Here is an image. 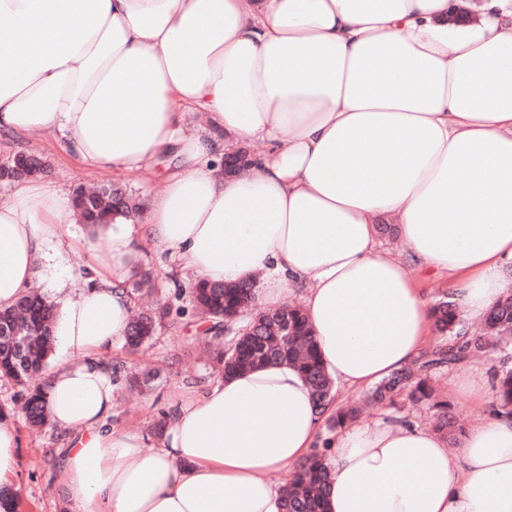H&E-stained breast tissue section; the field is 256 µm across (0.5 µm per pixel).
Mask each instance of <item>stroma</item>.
I'll use <instances>...</instances> for the list:
<instances>
[{
    "mask_svg": "<svg viewBox=\"0 0 512 512\" xmlns=\"http://www.w3.org/2000/svg\"><path fill=\"white\" fill-rule=\"evenodd\" d=\"M20 151L46 158L50 170L45 180L62 191L71 193L81 185L115 182L126 186L148 204L162 194L166 178L177 164L173 156L163 155L148 170L112 172L85 165L56 138L40 133L7 135L0 132V164ZM62 232L65 240L73 245L65 256L66 265L73 271L99 262L102 239L91 237L78 223L63 225ZM132 248L135 262L158 276L162 286L160 301L171 310L170 323L159 329L139 353L132 354L125 346L115 345L103 350L101 356L112 363L124 362L130 373H149L142 391L118 393L108 420L114 427L147 435L156 420L171 414L189 393L205 390L217 376L203 353L210 335L203 332L192 314L177 312L178 307L186 308L189 304L188 298L176 295L177 289L186 288L189 270L177 265L167 250L142 233H134ZM19 407V386L0 378V410L13 417L18 437V467L11 479V487L18 494L17 512H61L54 479L66 434L56 428L42 432L29 429Z\"/></svg>",
    "mask_w": 512,
    "mask_h": 512,
    "instance_id": "35a3bbf8",
    "label": "stroma"
}]
</instances>
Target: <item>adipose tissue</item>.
<instances>
[{"instance_id": "adipose-tissue-1", "label": "adipose tissue", "mask_w": 512, "mask_h": 512, "mask_svg": "<svg viewBox=\"0 0 512 512\" xmlns=\"http://www.w3.org/2000/svg\"><path fill=\"white\" fill-rule=\"evenodd\" d=\"M457 0H0V130L58 133L83 163L131 171L167 153L180 170L147 231L210 282L258 279L273 309L303 307L334 381L362 390L427 345L414 272L453 281L484 318L512 294V0L452 26ZM207 116L192 131L187 115ZM271 142L216 177L225 141ZM69 196L26 183L0 207V308L45 254L76 292L58 323L75 359L50 367L51 422L69 434L63 512H282L275 476L324 421L288 363L220 378L184 400L157 445L108 426L116 388L98 353L124 343L134 227L103 244L92 275L64 265ZM394 217L410 254L380 248ZM464 394L488 407L456 448L380 413L337 429L328 512H512V415L493 412L484 370Z\"/></svg>"}]
</instances>
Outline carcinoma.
<instances>
[{"label":"carcinoma","instance_id":"cac0c4a2","mask_svg":"<svg viewBox=\"0 0 512 512\" xmlns=\"http://www.w3.org/2000/svg\"><path fill=\"white\" fill-rule=\"evenodd\" d=\"M49 169L41 156L18 153L0 165V180L24 182L27 170ZM77 218L93 231L104 229L119 220L135 223L143 213L138 197L114 184L103 185L76 204ZM131 291L152 289V277L139 269L131 275ZM255 284L212 283L197 281L190 290L195 317L208 323V330L224 334V347L215 354L224 374L232 375L267 364L287 362L295 366L310 387L315 406L328 414L327 429L332 431L357 419L358 405L338 406L334 402V381L327 374L304 309L300 305L263 310L256 307ZM56 305L38 291L26 292L12 306L0 309V378L5 377L22 387V408L27 422L45 427L49 419L42 387L34 380L46 372L52 355V333L57 319ZM288 319V335L281 334L278 318ZM430 317L438 342L418 360L378 382L367 400L378 405L393 404L405 396L418 404L424 402L434 410L435 431L450 445L458 442L462 429L448 411V402L439 399L430 384L434 371L458 364L482 353L487 338L497 342L512 339V295L496 304L484 318V335L472 336L465 328L455 304L442 299L430 308ZM165 313L145 311L134 317L129 326L126 346L138 351L163 326ZM494 399L503 410L512 413V368L498 375ZM328 441L314 448L293 468L284 489V512H325L326 491L331 483L325 464Z\"/></svg>","mask_w":512,"mask_h":512}]
</instances>
